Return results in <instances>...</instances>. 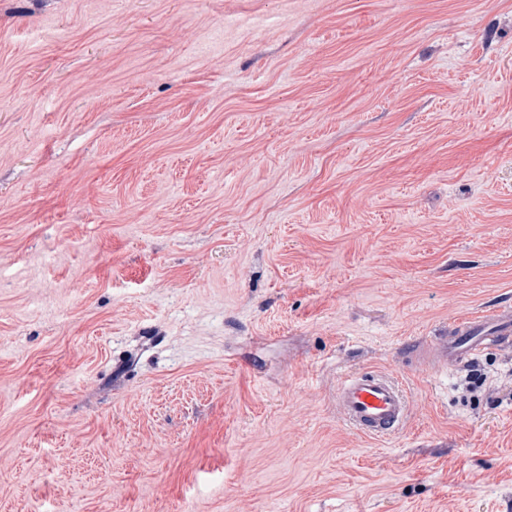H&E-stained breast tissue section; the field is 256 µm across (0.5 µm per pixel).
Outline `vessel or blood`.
I'll list each match as a JSON object with an SVG mask.
<instances>
[{
	"instance_id": "1",
	"label": "vessel or blood",
	"mask_w": 512,
	"mask_h": 512,
	"mask_svg": "<svg viewBox=\"0 0 512 512\" xmlns=\"http://www.w3.org/2000/svg\"><path fill=\"white\" fill-rule=\"evenodd\" d=\"M512 343V309L455 321L447 335L430 340L428 353L436 365L457 367L492 345ZM336 406L346 425L371 438L399 431L409 412V397L392 376L382 372L346 375L336 390Z\"/></svg>"
}]
</instances>
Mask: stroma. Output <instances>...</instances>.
Instances as JSON below:
<instances>
[{"label":"stroma","instance_id":"35a3bbf8","mask_svg":"<svg viewBox=\"0 0 512 512\" xmlns=\"http://www.w3.org/2000/svg\"><path fill=\"white\" fill-rule=\"evenodd\" d=\"M501 302L512 0H0V512H512ZM511 341L512 309L501 308L458 319L448 335L432 338L427 350L434 364L452 368L473 360L491 345H510ZM336 406L346 425L380 439L404 426L409 397L400 383L386 373H353L346 375L337 387Z\"/></svg>","mask_w":512,"mask_h":512}]
</instances>
